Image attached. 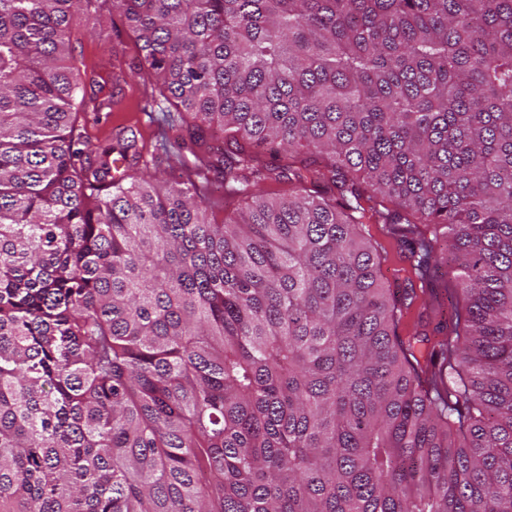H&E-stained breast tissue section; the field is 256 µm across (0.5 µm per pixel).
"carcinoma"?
Here are the masks:
<instances>
[{
    "instance_id": "carcinoma-1",
    "label": "carcinoma",
    "mask_w": 512,
    "mask_h": 512,
    "mask_svg": "<svg viewBox=\"0 0 512 512\" xmlns=\"http://www.w3.org/2000/svg\"><path fill=\"white\" fill-rule=\"evenodd\" d=\"M92 2L0 0V512H512V0H112L222 224L90 148ZM372 233L389 252V260L383 266V280L391 292L402 293L404 279L410 275V261L408 253L396 240L388 238L380 230L381 224H369Z\"/></svg>"
}]
</instances>
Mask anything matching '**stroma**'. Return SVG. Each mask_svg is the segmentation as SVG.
<instances>
[{
  "label": "stroma",
  "mask_w": 512,
  "mask_h": 512,
  "mask_svg": "<svg viewBox=\"0 0 512 512\" xmlns=\"http://www.w3.org/2000/svg\"><path fill=\"white\" fill-rule=\"evenodd\" d=\"M91 33L84 37V55L92 79H111L114 68L130 73L139 66L140 57L124 20L113 13L109 0H97L91 8ZM109 38V57H102L97 48L99 35ZM131 128L137 135L138 148L151 171L164 180L194 179L204 186L212 205L211 219L223 223L234 209L243 208V200L224 202V173L213 169L198 175V162L189 145L190 132L181 119H170L169 105L162 97L153 96L151 86L126 85L112 101L110 110L90 119L87 135L91 146L112 142L116 132Z\"/></svg>",
  "instance_id": "1"
}]
</instances>
